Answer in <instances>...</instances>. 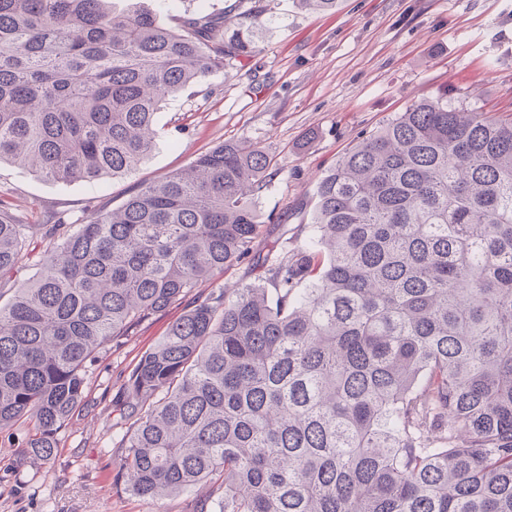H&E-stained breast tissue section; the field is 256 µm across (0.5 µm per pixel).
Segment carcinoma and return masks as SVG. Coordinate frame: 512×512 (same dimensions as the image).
Returning <instances> with one entry per match:
<instances>
[{"mask_svg":"<svg viewBox=\"0 0 512 512\" xmlns=\"http://www.w3.org/2000/svg\"><path fill=\"white\" fill-rule=\"evenodd\" d=\"M110 0H0V162L132 174L154 116L258 55L263 0L178 25ZM276 156L222 142L87 223L45 224L0 306V431L50 461L99 350L183 306L123 372L116 482L190 512H512V117L412 101L318 179L313 233L273 260L255 207ZM26 225L0 210V281ZM261 284L210 285L244 259Z\"/></svg>","mask_w":512,"mask_h":512,"instance_id":"cac0c4a2","label":"carcinoma"}]
</instances>
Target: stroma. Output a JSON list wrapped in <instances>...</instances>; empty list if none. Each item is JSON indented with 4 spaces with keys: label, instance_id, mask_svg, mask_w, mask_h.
<instances>
[{
    "label": "stroma",
    "instance_id": "1",
    "mask_svg": "<svg viewBox=\"0 0 512 512\" xmlns=\"http://www.w3.org/2000/svg\"><path fill=\"white\" fill-rule=\"evenodd\" d=\"M282 24L262 33L252 64L206 77L156 114L152 153L131 175L95 183L60 181L0 163V205L21 212L33 255L0 285L34 279L51 213L84 223L86 205L121 206L142 183L162 180L228 140L268 147L279 170L257 200L260 249L284 243L309 223L319 176L415 97L449 98L496 118L512 116V0H339L315 12L277 0ZM183 312L153 316L122 346L102 348L89 368L88 402L58 435L54 459L17 466L29 426L0 432V512H189L199 489L147 500L113 486L125 428L111 400L121 373Z\"/></svg>",
    "mask_w": 512,
    "mask_h": 512
}]
</instances>
